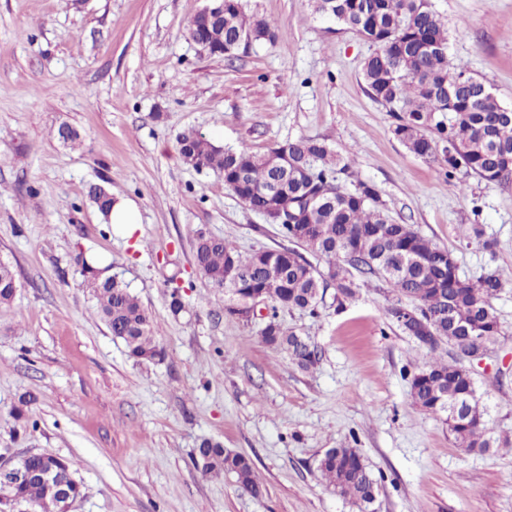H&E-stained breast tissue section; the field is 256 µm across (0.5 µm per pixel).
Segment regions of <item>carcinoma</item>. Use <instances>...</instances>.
I'll use <instances>...</instances> for the list:
<instances>
[{"label":"carcinoma","instance_id":"obj_1","mask_svg":"<svg viewBox=\"0 0 512 512\" xmlns=\"http://www.w3.org/2000/svg\"><path fill=\"white\" fill-rule=\"evenodd\" d=\"M315 11L354 31L375 47L363 68L368 95L393 118V134L413 154L445 169L448 180L473 175L486 181H512V107L501 104L484 82L466 67L448 61V29L431 3L420 0H314ZM222 49L239 38L247 43L271 40L275 32L264 19L249 15L243 0H224V17L205 28ZM183 160L197 170L224 174V186L250 210L279 227L283 237L328 261L321 272L294 248L265 249L242 256L224 239L198 233L195 263L202 275L224 291V313L237 315L248 297L260 294L272 308L316 314L328 283L341 307L355 294L352 273L377 278L389 289L386 314L399 323L401 309L420 317L413 335L428 329L421 347L432 353L447 346L446 358L418 367L410 379L414 404L443 419L454 444L465 452L482 451L495 439L489 428L490 406L478 394L466 357L489 351L501 334L491 300L504 288L499 273L475 281L462 277L448 250L410 224L391 220L373 186L353 179L351 164L317 139L299 138L263 155L225 149L196 133L178 141ZM105 220L114 198L104 187L90 191ZM99 314L130 356L152 361L162 356L152 332V315L127 284L103 280L81 260ZM17 288L9 263L0 265V305ZM264 342L279 348L302 369L319 361L308 339L287 331L273 319L260 331ZM20 463L29 480L3 489L0 512L36 504L38 512H60L59 491L43 478L52 469L66 473L59 456L30 453ZM205 474L231 476L251 494H261L251 461L218 442L204 440L193 458ZM327 487L369 512L378 480L355 448H330L318 461Z\"/></svg>","mask_w":512,"mask_h":512}]
</instances>
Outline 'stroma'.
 I'll return each instance as SVG.
<instances>
[{
	"label": "stroma",
	"instance_id": "obj_1",
	"mask_svg": "<svg viewBox=\"0 0 512 512\" xmlns=\"http://www.w3.org/2000/svg\"><path fill=\"white\" fill-rule=\"evenodd\" d=\"M208 0H0V257L16 272L0 306V454L65 458L83 484L72 512H358L316 468L355 448L378 477L376 512H512V282L492 305L494 352L475 365L499 447L467 453L413 403L408 379L426 356L387 318L380 281L317 315L278 311L310 337L304 370L264 343L261 319L224 313V294L196 268L197 233L242 254L283 246L224 178L186 164L193 131L263 153L301 136L353 161L388 215L455 257L463 277L512 272V186L450 182L393 135L365 90L373 47L321 19L311 0H247L277 36L234 59L186 37ZM448 25V58L512 106V0H431ZM78 134L57 138L60 125ZM131 202L132 236L108 227L92 185ZM483 225L494 252L465 232ZM96 257L154 315L164 352L129 357L98 313L78 263ZM180 288L185 309L167 295ZM35 398L23 429L13 408ZM251 458L254 497L191 458L202 440Z\"/></svg>",
	"mask_w": 512,
	"mask_h": 512
}]
</instances>
